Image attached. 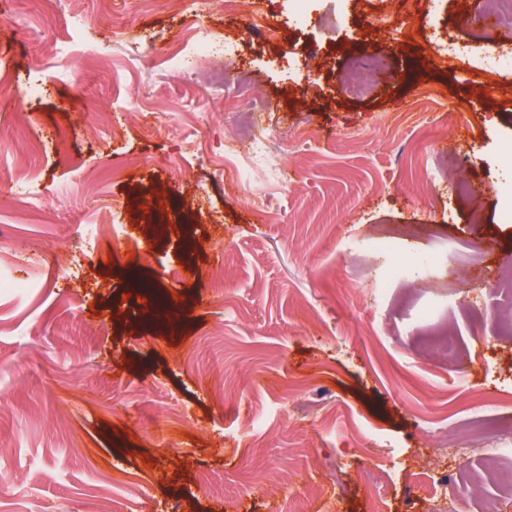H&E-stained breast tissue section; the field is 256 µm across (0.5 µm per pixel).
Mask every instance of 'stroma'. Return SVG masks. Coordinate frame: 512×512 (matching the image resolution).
<instances>
[{
  "mask_svg": "<svg viewBox=\"0 0 512 512\" xmlns=\"http://www.w3.org/2000/svg\"><path fill=\"white\" fill-rule=\"evenodd\" d=\"M480 2L428 0L409 37L400 0H308L301 25L290 0H255L269 41L221 11L0 0V80L42 84L0 95L25 123L0 137V269L18 282L0 292V488L17 491L0 512H98L97 485L115 512H480L464 488L499 492L512 457L469 433L512 423L494 319L512 57L489 54L512 30L473 41ZM383 8L390 36L367 26ZM199 25L235 45L260 100L204 58L171 60ZM452 40L473 42L470 65H449ZM248 109L265 161L225 172ZM456 149L485 224L449 190ZM384 237L398 254L374 250ZM428 311L458 332L455 359L432 349ZM487 393L500 406L480 408ZM284 471L305 479L278 485Z\"/></svg>",
  "mask_w": 512,
  "mask_h": 512,
  "instance_id": "stroma-1",
  "label": "stroma"
}]
</instances>
